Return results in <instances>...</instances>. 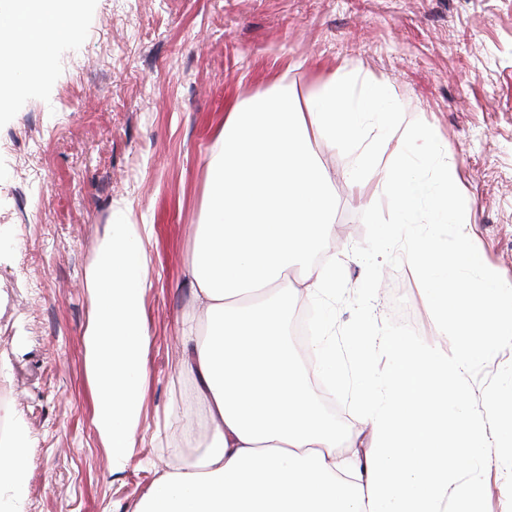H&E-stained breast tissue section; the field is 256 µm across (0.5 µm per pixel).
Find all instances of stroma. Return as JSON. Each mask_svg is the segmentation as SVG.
Returning a JSON list of instances; mask_svg holds the SVG:
<instances>
[{"label":"stroma","mask_w":512,"mask_h":512,"mask_svg":"<svg viewBox=\"0 0 512 512\" xmlns=\"http://www.w3.org/2000/svg\"><path fill=\"white\" fill-rule=\"evenodd\" d=\"M52 80L0 115V366L12 409L34 439L27 512H134L159 471L202 434L185 368L182 319L202 215L206 164L236 101L286 79L304 101L318 77L382 81L396 126L432 125L456 165L474 244L512 281V0H84L81 36L59 46ZM335 172L342 292L336 327L357 317L369 267L381 325L422 342L441 334L405 261L366 254L392 222L379 179L361 193L348 156L317 141ZM41 221L27 224L23 215ZM147 225L144 308L150 341L135 454L109 469L93 425L83 332L97 242L117 215ZM512 352L476 364L470 392L512 402Z\"/></svg>","instance_id":"1"}]
</instances>
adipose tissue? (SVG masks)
Returning a JSON list of instances; mask_svg holds the SVG:
<instances>
[{
    "label": "adipose tissue",
    "mask_w": 512,
    "mask_h": 512,
    "mask_svg": "<svg viewBox=\"0 0 512 512\" xmlns=\"http://www.w3.org/2000/svg\"><path fill=\"white\" fill-rule=\"evenodd\" d=\"M82 0H10L0 8V101L52 79L74 42ZM399 106L352 73L319 78L305 106L287 86L233 104L207 161L189 283L205 318L182 329L208 422L204 439L154 481L137 512H484L487 451L512 447V414L477 405L473 366L512 349V283L472 244L457 168L435 132L396 141ZM351 159L352 187L380 171L391 228L373 256L402 253L454 349L377 325L364 306L337 335L335 264L315 261L335 235L334 179L311 142ZM456 227L453 243L439 228ZM321 303L308 346L335 390H352L362 427L341 432L288 337L299 298ZM33 440L21 419L0 438V512H26Z\"/></svg>",
    "instance_id": "ef3b65f1"
}]
</instances>
